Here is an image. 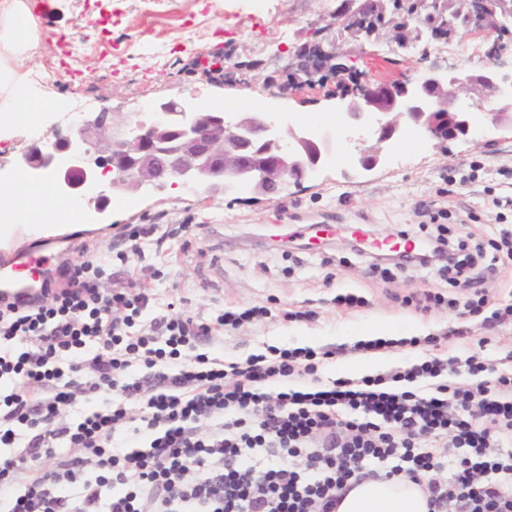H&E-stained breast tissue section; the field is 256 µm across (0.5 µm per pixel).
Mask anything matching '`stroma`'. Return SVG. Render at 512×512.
Masks as SVG:
<instances>
[{
  "instance_id": "stroma-1",
  "label": "stroma",
  "mask_w": 512,
  "mask_h": 512,
  "mask_svg": "<svg viewBox=\"0 0 512 512\" xmlns=\"http://www.w3.org/2000/svg\"><path fill=\"white\" fill-rule=\"evenodd\" d=\"M341 0H51L46 18L32 14V0H0V109L23 111L20 124L0 126V187L18 176L14 160L32 139L67 131L75 113L110 112L117 125L131 124L136 104L193 100L215 109L254 108L326 116L334 129L336 102L355 82L387 84L414 80L434 66L481 70L484 52L471 53L473 34L401 48L385 35L348 43L351 73L326 71L312 82L295 80L297 53L314 38L334 46L325 30ZM33 81L32 98L15 95ZM38 137H31L30 128ZM101 190L112 202L105 213L77 209L84 229L47 224L39 238L22 232L0 239V251L31 245L62 248L69 261L78 250L112 243L115 256L108 288L138 279L154 285L149 316L167 312L214 320L222 311L266 307L265 316L224 333L223 346L196 341L183 360L205 353L224 362L278 348H336L319 369L321 384L349 378L348 363L378 359L387 375L424 357V345L360 350L363 334L383 328L390 337H417L464 326L466 339L449 340L444 356L482 350L493 372L512 370V322L484 326L481 316H458L447 307L423 311L407 296L424 291L458 301L473 289L449 287L421 269L373 267L370 252L355 251L352 228L366 240L396 243L400 233L424 239L436 225L450 238L487 244L494 225L512 226V130L486 128L475 140L435 143L418 135L414 148L398 146L371 170L329 162L317 174L289 184L267 199L241 190L231 194L118 191L110 179ZM154 224L157 234L131 249L124 236ZM335 225L337 233L315 250L305 249L306 227ZM364 297L365 305H337L340 294ZM294 319H284L286 311ZM486 347H478L479 339Z\"/></svg>"
}]
</instances>
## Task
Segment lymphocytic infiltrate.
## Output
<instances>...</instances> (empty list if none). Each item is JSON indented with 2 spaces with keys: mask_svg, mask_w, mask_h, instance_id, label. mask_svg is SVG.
Instances as JSON below:
<instances>
[{
  "mask_svg": "<svg viewBox=\"0 0 512 512\" xmlns=\"http://www.w3.org/2000/svg\"><path fill=\"white\" fill-rule=\"evenodd\" d=\"M429 242L396 266L435 269L452 285L477 280L484 252L441 233ZM111 260L83 252L38 303L0 306V512H336L386 461L391 476L423 487L429 512H512V372L488 380L479 354L432 356L389 378L319 389L312 382L333 353L311 347L228 364L200 354L184 366L182 347L265 308L212 323L160 315L141 328L151 288L102 291ZM136 364L147 376H130ZM459 364L469 381L442 382ZM288 378L302 387L273 391ZM422 379L434 390L420 391ZM115 391L109 408L83 409ZM140 394L147 447L126 452V402Z\"/></svg>",
  "mask_w": 512,
  "mask_h": 512,
  "instance_id": "obj_1",
  "label": "lymphocytic infiltrate"
}]
</instances>
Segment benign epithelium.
<instances>
[{"label":"benign epithelium","mask_w":512,"mask_h":512,"mask_svg":"<svg viewBox=\"0 0 512 512\" xmlns=\"http://www.w3.org/2000/svg\"><path fill=\"white\" fill-rule=\"evenodd\" d=\"M365 0H346L344 19L363 37L359 21L367 12ZM489 0H469L472 26L485 31ZM323 54L333 63L299 57L304 75L326 67L341 75L351 71V57L341 45ZM502 52L482 70L431 67L415 80L376 88L361 85L339 96L337 109L346 128L369 129L374 143L361 151L358 162L373 169L385 160L386 149L408 129L443 142L475 138L483 124L512 127V71L503 70ZM474 92L499 105L493 112H473L460 93ZM152 118L133 129L114 130L108 113H78L72 131L28 146L15 166L50 174L69 201L87 202L103 213L111 199L97 191L99 174L111 172L112 187L181 185L226 193L241 186L272 196L316 173L336 141L328 132L314 135L290 124L284 112L252 110L224 112L202 103L175 100L149 108Z\"/></svg>","instance_id":"7a95c632"}]
</instances>
